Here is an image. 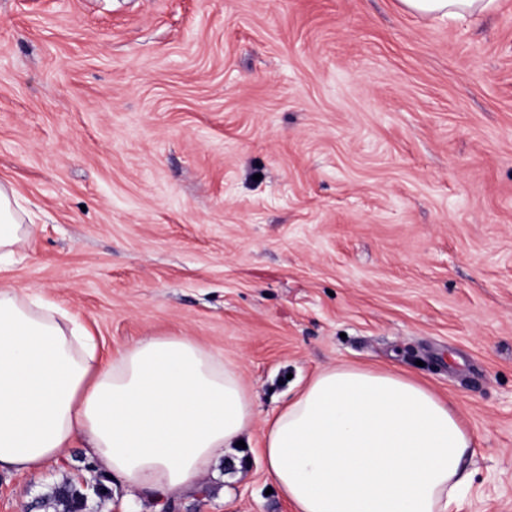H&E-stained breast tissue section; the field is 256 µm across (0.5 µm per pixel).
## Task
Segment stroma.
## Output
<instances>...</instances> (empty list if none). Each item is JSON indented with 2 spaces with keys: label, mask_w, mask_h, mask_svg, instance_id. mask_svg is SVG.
<instances>
[{
  "label": "stroma",
  "mask_w": 512,
  "mask_h": 512,
  "mask_svg": "<svg viewBox=\"0 0 512 512\" xmlns=\"http://www.w3.org/2000/svg\"><path fill=\"white\" fill-rule=\"evenodd\" d=\"M0 184L36 223L0 282L108 358L191 336L267 419L320 370L397 368L476 454L461 512H512V0H0ZM178 512H290L260 460ZM98 470L0 472V512ZM410 12L421 16H439L452 20L464 19L476 12H489L495 0H401Z\"/></svg>",
  "instance_id": "obj_1"
}]
</instances>
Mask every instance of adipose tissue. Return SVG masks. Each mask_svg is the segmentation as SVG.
I'll list each match as a JSON object with an SVG mask.
<instances>
[{
    "instance_id": "1",
    "label": "adipose tissue",
    "mask_w": 512,
    "mask_h": 512,
    "mask_svg": "<svg viewBox=\"0 0 512 512\" xmlns=\"http://www.w3.org/2000/svg\"><path fill=\"white\" fill-rule=\"evenodd\" d=\"M459 20L495 0H401ZM0 185V262L32 232ZM256 421L234 364L188 336H151L100 360L69 313L0 287V470L38 471L81 446L100 472L161 501L191 490ZM475 437L454 403L391 369L322 370L257 453L293 512H454Z\"/></svg>"
}]
</instances>
